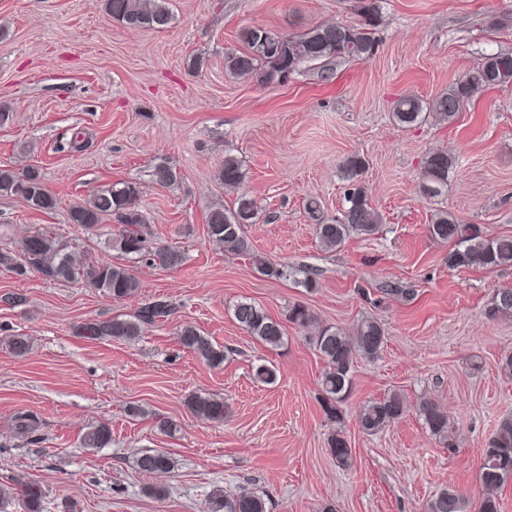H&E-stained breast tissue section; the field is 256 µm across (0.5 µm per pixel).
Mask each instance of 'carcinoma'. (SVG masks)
Here are the masks:
<instances>
[{
  "label": "carcinoma",
  "mask_w": 512,
  "mask_h": 512,
  "mask_svg": "<svg viewBox=\"0 0 512 512\" xmlns=\"http://www.w3.org/2000/svg\"><path fill=\"white\" fill-rule=\"evenodd\" d=\"M110 18L132 30H162L167 28L172 15L167 0H105ZM360 12L364 23L354 26L319 24L300 36L274 33L262 27H248L241 31L242 51L224 54V71L237 77H248L262 84L285 82L304 62L331 58L366 60L375 52L372 29L380 20L376 0H362ZM512 85V52H495L483 57L479 66L467 77L448 89V92L425 102L417 97L405 96L396 101L393 117L403 127L415 126L432 116L439 121L451 122L465 102L479 89ZM456 163L454 156L443 150L427 154L422 170V191L434 196L448 186L449 173ZM366 162L358 155L348 157L342 171L349 188L341 218L328 222L320 202L311 198L306 211L315 224L316 237L328 251L341 249L353 236H372L382 223L381 214L372 206L361 175ZM245 178L240 161L228 156L217 171L220 183L239 186ZM176 173L166 165L152 170V180L158 185H170ZM0 195L17 197L32 210L49 212L56 208V197L46 188L41 172L29 167L17 171L0 168ZM140 186L124 183L104 187L90 197L74 204L68 213L69 223L90 232L113 218L117 221L113 248L131 260L144 259L161 269H173L183 261L182 251L169 244L155 242L148 213L139 204ZM258 207L253 198L241 194L234 208L220 205L212 209L207 218V235L217 248L252 261L258 272L283 278L292 268L273 265L258 255L248 235V225L256 222ZM429 234L452 245L448 252V266L496 268L512 266V235L487 237L475 224H464L448 211L435 213ZM0 267L19 277L34 270L48 282L79 281L88 288L102 290L114 301L138 295L141 283L132 270L120 263L94 260L86 254L68 249L56 236L41 230L26 233L16 241V249L0 250ZM173 307L165 300L142 304L132 314H116L107 320L84 322L78 327L80 336L91 340L134 341L142 335L144 326L171 315ZM235 322L252 338L269 349L285 344L286 329L283 323L271 317L259 305L250 301L234 304ZM488 317H512V287L495 291ZM286 320L300 329L313 330L307 336L309 343L325 363L320 379V404L327 419L339 423L342 419L340 405L352 389V373L359 360L377 359L387 342L384 328L374 319L359 322L352 332L345 333L334 326H319L309 310L302 305L288 309ZM180 345L212 367L224 363L225 353L214 346L195 327L183 326L178 331ZM9 350L16 356L28 353L27 337L18 334L6 337ZM189 411L201 420L224 421V398L216 394H196L187 399ZM407 411L405 397L397 391L381 399L369 401L360 407L357 422L366 434H375L398 419ZM418 412L431 435L445 448L455 447L450 437L447 411L436 401L425 400ZM15 429L21 435L35 432L37 418L31 413H19L14 418ZM112 443V427L98 422L82 435L80 444L90 452L106 448ZM327 445L335 465L348 470L353 465L352 449L344 431L334 430ZM136 469L144 475L169 474L176 467V460L167 452L142 451L135 459ZM512 480V416L499 419L496 430L483 449L480 481L483 497L478 512H500L498 490ZM44 492L38 484H27L22 489L0 487V501L17 498L26 512H42ZM203 512H269L268 499L243 485L228 494L216 488L208 496ZM425 512H466L464 498L454 489L447 488L433 495Z\"/></svg>",
  "instance_id": "obj_1"
}]
</instances>
